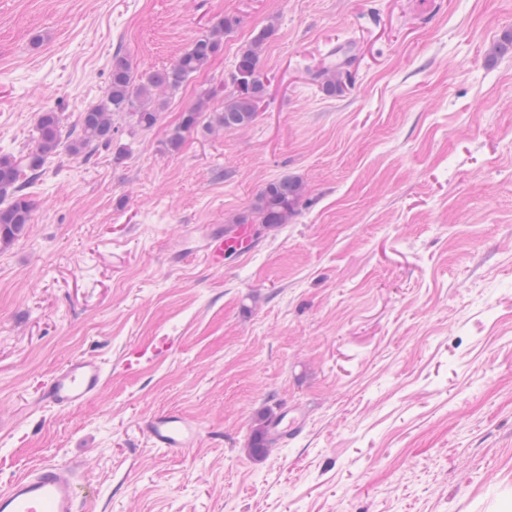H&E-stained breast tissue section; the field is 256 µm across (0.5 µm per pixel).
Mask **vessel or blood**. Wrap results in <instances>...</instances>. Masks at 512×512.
<instances>
[{"instance_id": "b4317fda", "label": "vessel or blood", "mask_w": 512, "mask_h": 512, "mask_svg": "<svg viewBox=\"0 0 512 512\" xmlns=\"http://www.w3.org/2000/svg\"><path fill=\"white\" fill-rule=\"evenodd\" d=\"M252 243V227L235 225L229 235L209 237L208 258L212 263L224 261L228 250H244ZM164 350L163 344L134 348L125 355L126 369L138 371L153 362ZM104 380L101 363L93 358L76 357L56 370L40 387L43 403L70 409L87 402L100 390ZM304 425L300 416L280 414L269 425L272 442H287ZM147 437L155 448H191L200 438L198 424L183 413L169 411L155 415L145 425ZM78 482L73 465L47 461L0 489V512H75Z\"/></svg>"}]
</instances>
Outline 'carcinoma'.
Returning a JSON list of instances; mask_svg holds the SVG:
<instances>
[{
  "label": "carcinoma",
  "instance_id": "obj_1",
  "mask_svg": "<svg viewBox=\"0 0 512 512\" xmlns=\"http://www.w3.org/2000/svg\"><path fill=\"white\" fill-rule=\"evenodd\" d=\"M239 20L225 16L198 36L170 67L134 74L129 59L119 53L112 57V75L106 97L96 106L81 113L70 129L63 124L61 114L50 109L40 113L31 146L23 159L0 156V248L9 247L26 234L32 223L33 204L23 193L36 180L46 161L64 150L81 155L86 150L109 147L113 143L115 117L121 116L133 130H149L159 121L164 107L160 92H175L191 77L208 69L224 50V37ZM277 27L270 23L261 28L243 48L234 70L228 77L230 90L224 95L223 109L210 113L208 105L215 91L199 94L194 106L183 112L181 122L169 134L165 148L177 153L185 142V134L199 128L238 132L249 128L257 119L267 93L266 82L259 70L264 46L276 35ZM312 80L329 96H340L347 88L348 73L340 63H331L312 75ZM305 192L304 185L288 176L270 181L258 192L252 207L254 223L261 229L288 224L296 214V205ZM270 446L264 431H254L249 452L264 455Z\"/></svg>",
  "mask_w": 512,
  "mask_h": 512
}]
</instances>
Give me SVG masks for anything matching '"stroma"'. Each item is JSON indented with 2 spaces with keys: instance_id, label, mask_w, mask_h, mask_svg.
I'll return each mask as SVG.
<instances>
[{
  "instance_id": "1",
  "label": "stroma",
  "mask_w": 512,
  "mask_h": 512,
  "mask_svg": "<svg viewBox=\"0 0 512 512\" xmlns=\"http://www.w3.org/2000/svg\"><path fill=\"white\" fill-rule=\"evenodd\" d=\"M227 14L152 129L118 122L25 190L33 222L0 251V488L55 458L87 486L79 512H512V0H0V155L46 109L71 125L97 104L114 54L168 67ZM271 21L254 124L167 153ZM333 60L340 97L310 79ZM285 176L305 186L293 220L207 265L204 239ZM76 356L102 388L45 406ZM283 405L306 431L252 457L257 414ZM168 410L195 447L151 446ZM167 343L161 342L152 347L134 348L129 350L125 355L124 366L127 370L139 371L145 365L153 362L165 348Z\"/></svg>"
}]
</instances>
